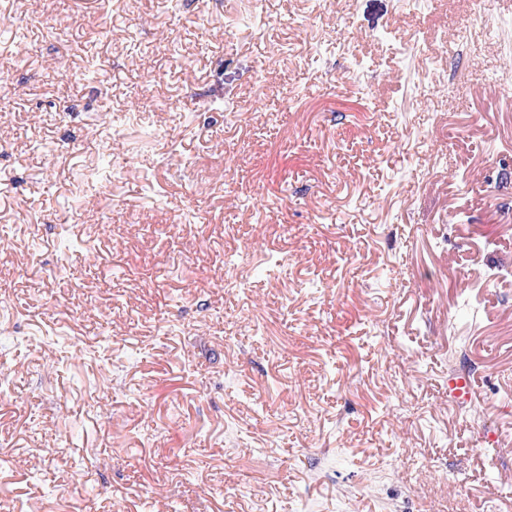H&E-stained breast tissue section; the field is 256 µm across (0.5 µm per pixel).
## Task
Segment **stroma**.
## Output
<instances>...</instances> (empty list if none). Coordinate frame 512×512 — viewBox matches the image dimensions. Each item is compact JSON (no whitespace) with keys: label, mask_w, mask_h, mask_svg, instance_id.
<instances>
[{"label":"stroma","mask_w":512,"mask_h":512,"mask_svg":"<svg viewBox=\"0 0 512 512\" xmlns=\"http://www.w3.org/2000/svg\"><path fill=\"white\" fill-rule=\"evenodd\" d=\"M0 14V512H512V0ZM474 395V387L471 381V373L462 370H452L448 375V399L458 404L471 403Z\"/></svg>","instance_id":"35a3bbf8"}]
</instances>
